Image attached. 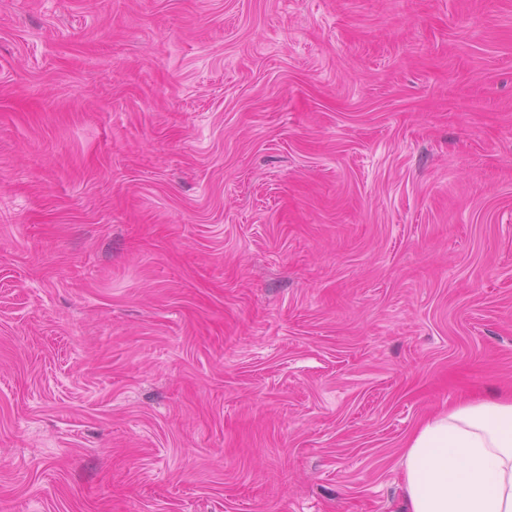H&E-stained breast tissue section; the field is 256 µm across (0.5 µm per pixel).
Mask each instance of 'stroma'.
Segmentation results:
<instances>
[{
    "instance_id": "obj_1",
    "label": "stroma",
    "mask_w": 512,
    "mask_h": 512,
    "mask_svg": "<svg viewBox=\"0 0 512 512\" xmlns=\"http://www.w3.org/2000/svg\"><path fill=\"white\" fill-rule=\"evenodd\" d=\"M512 391V0H0V512H403Z\"/></svg>"
}]
</instances>
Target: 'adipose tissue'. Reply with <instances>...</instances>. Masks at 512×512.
<instances>
[{
  "instance_id": "obj_1",
  "label": "adipose tissue",
  "mask_w": 512,
  "mask_h": 512,
  "mask_svg": "<svg viewBox=\"0 0 512 512\" xmlns=\"http://www.w3.org/2000/svg\"><path fill=\"white\" fill-rule=\"evenodd\" d=\"M406 512H512V396L425 420L403 456Z\"/></svg>"
}]
</instances>
